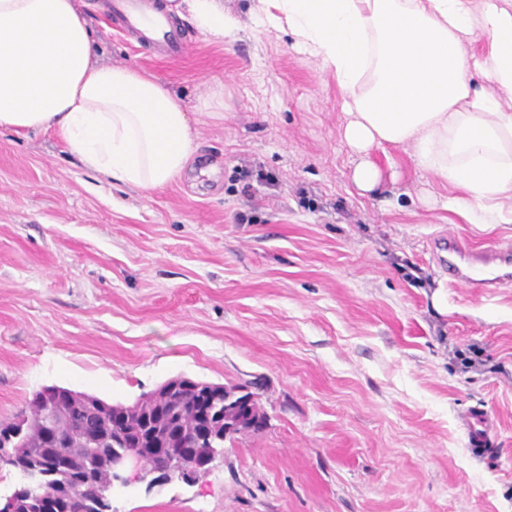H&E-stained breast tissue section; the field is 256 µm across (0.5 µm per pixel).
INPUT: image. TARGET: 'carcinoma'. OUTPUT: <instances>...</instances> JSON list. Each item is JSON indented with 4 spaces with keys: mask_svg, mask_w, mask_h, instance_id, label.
Segmentation results:
<instances>
[{
    "mask_svg": "<svg viewBox=\"0 0 512 512\" xmlns=\"http://www.w3.org/2000/svg\"><path fill=\"white\" fill-rule=\"evenodd\" d=\"M100 397L69 390L56 403L61 415L50 419L31 398L27 410L0 421V434L24 431L28 451L17 461V471L29 488V512H101L98 489L108 479L104 460L121 448H159L151 468L153 481L168 480L171 463L187 466L202 456L223 455L224 416L234 403L224 393H208L186 383L173 392L146 395L140 417L130 420L109 410L102 421Z\"/></svg>",
    "mask_w": 512,
    "mask_h": 512,
    "instance_id": "carcinoma-1",
    "label": "carcinoma"
}]
</instances>
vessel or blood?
<instances>
[{
  "instance_id": "1",
  "label": "vessel or blood",
  "mask_w": 512,
  "mask_h": 512,
  "mask_svg": "<svg viewBox=\"0 0 512 512\" xmlns=\"http://www.w3.org/2000/svg\"><path fill=\"white\" fill-rule=\"evenodd\" d=\"M104 7L115 31L134 46L169 60L184 55L187 44L164 0H105ZM446 250L448 276L454 283L488 290L512 281L511 247L494 245L474 252L452 239ZM464 427L471 447L492 452L495 435L487 412L475 409L465 418Z\"/></svg>"
}]
</instances>
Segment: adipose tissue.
I'll list each match as a JSON object with an SVG mask.
<instances>
[{
	"mask_svg": "<svg viewBox=\"0 0 512 512\" xmlns=\"http://www.w3.org/2000/svg\"><path fill=\"white\" fill-rule=\"evenodd\" d=\"M169 9L216 41L239 31L222 0ZM255 22L335 79L359 189L380 184L374 148L402 147L455 189L444 209L512 223V0H257ZM2 129L57 130L86 169L140 191L179 179L196 149L162 83L97 55L76 0H0Z\"/></svg>",
	"mask_w": 512,
	"mask_h": 512,
	"instance_id": "ef3b65f1",
	"label": "adipose tissue"
}]
</instances>
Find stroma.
Segmentation results:
<instances>
[{
  "mask_svg": "<svg viewBox=\"0 0 512 512\" xmlns=\"http://www.w3.org/2000/svg\"><path fill=\"white\" fill-rule=\"evenodd\" d=\"M106 60L193 112L191 167L141 192L100 182L56 131L0 133V420L46 385L130 404L183 375L266 416L191 483L115 487L112 512H512V284L450 283L441 237L512 245L444 210L451 188L374 149L367 192L341 94L294 39L224 0L235 41L183 22L161 61L78 0ZM493 422L479 456L464 418Z\"/></svg>",
  "mask_w": 512,
  "mask_h": 512,
  "instance_id": "1",
  "label": "stroma"
}]
</instances>
